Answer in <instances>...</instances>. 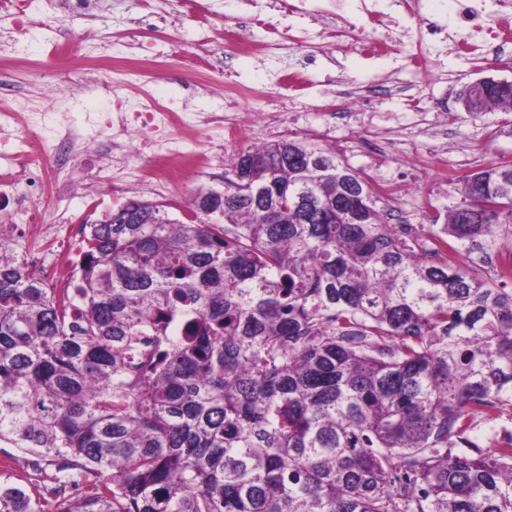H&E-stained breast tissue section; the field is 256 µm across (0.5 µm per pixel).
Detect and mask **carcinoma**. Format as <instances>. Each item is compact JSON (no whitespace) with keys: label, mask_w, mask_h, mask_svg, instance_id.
I'll use <instances>...</instances> for the list:
<instances>
[{"label":"carcinoma","mask_w":512,"mask_h":512,"mask_svg":"<svg viewBox=\"0 0 512 512\" xmlns=\"http://www.w3.org/2000/svg\"><path fill=\"white\" fill-rule=\"evenodd\" d=\"M232 164L83 225L69 288L0 242V445L55 466L0 512H512V165L417 226L304 140Z\"/></svg>","instance_id":"obj_1"}]
</instances>
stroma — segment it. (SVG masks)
Listing matches in <instances>:
<instances>
[{
    "mask_svg": "<svg viewBox=\"0 0 512 512\" xmlns=\"http://www.w3.org/2000/svg\"><path fill=\"white\" fill-rule=\"evenodd\" d=\"M293 12L257 7L265 26H241L243 0H95L91 9L68 0H29L23 13L0 10V32L12 34L0 59V124L41 143L47 162L57 156L59 126H76L88 151L70 164L72 188L52 209L32 215L16 209L19 197L39 194L44 173L19 176L0 158V217L25 224H91L128 199L164 205L170 219L187 221L198 191H223L238 151L281 139H305L335 150L371 177L389 224H430L457 196L456 178L512 162V112H466L460 94L483 77L512 80V63L491 66L475 54L440 56L427 75L371 59L361 45L330 46L306 71L302 89L280 75L311 50L318 6L360 22L364 0H291ZM275 34H268L267 26ZM69 38L74 51L58 64L54 48ZM121 80V98L149 96L176 112L178 121L155 130L131 123L143 145L113 152L105 128L87 117L117 112L118 99L102 87ZM380 95L370 111H349L351 97ZM422 96L436 112L411 110ZM42 112L46 124H32ZM154 139L182 142L179 155L157 156Z\"/></svg>",
    "mask_w": 512,
    "mask_h": 512,
    "instance_id": "stroma-1",
    "label": "stroma"
}]
</instances>
